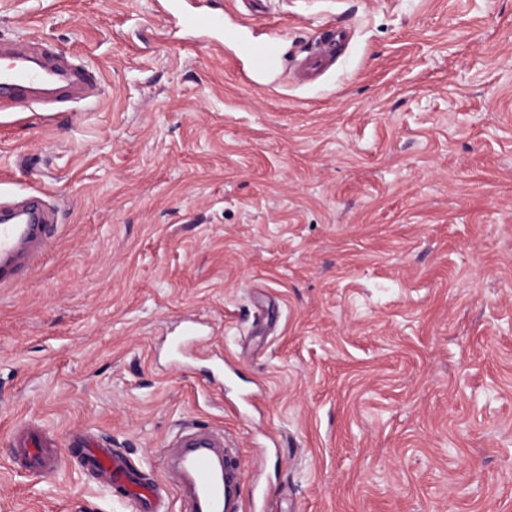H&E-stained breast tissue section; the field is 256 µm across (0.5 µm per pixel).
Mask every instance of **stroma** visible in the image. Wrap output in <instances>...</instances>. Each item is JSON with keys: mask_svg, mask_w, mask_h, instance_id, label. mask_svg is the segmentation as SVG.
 <instances>
[{"mask_svg": "<svg viewBox=\"0 0 512 512\" xmlns=\"http://www.w3.org/2000/svg\"><path fill=\"white\" fill-rule=\"evenodd\" d=\"M186 0L277 41L261 85L165 0H0L101 81L0 121V199L58 210L0 288V512H132L69 445L162 479L184 425L229 433L245 512H512V0ZM350 39L316 83L291 65ZM208 356L170 363L182 317ZM34 423L68 462L5 458Z\"/></svg>", "mask_w": 512, "mask_h": 512, "instance_id": "stroma-1", "label": "stroma"}]
</instances>
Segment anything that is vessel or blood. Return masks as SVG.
<instances>
[{"mask_svg":"<svg viewBox=\"0 0 512 512\" xmlns=\"http://www.w3.org/2000/svg\"><path fill=\"white\" fill-rule=\"evenodd\" d=\"M12 63L0 67V111L21 112L61 102H81L99 90L88 69L60 58L50 47L19 40L6 47ZM249 70L263 75L277 70L281 55L276 41L245 47ZM329 65L326 46L300 61L303 79L311 80ZM19 216L0 222V285L12 282L23 263L41 260L47 247V228L54 220L43 205L21 202ZM12 457L37 474H52L62 455L39 431L17 427L12 434ZM168 474L178 492L182 512H243L242 493L248 482L246 466L231 438L208 430L187 428L169 441L165 451ZM85 466L98 473L106 488L121 492L136 512H155L164 497L162 487L134 469L112 448L92 447Z\"/></svg>","mask_w":512,"mask_h":512,"instance_id":"vessel-or-blood-1","label":"vessel or blood"}]
</instances>
